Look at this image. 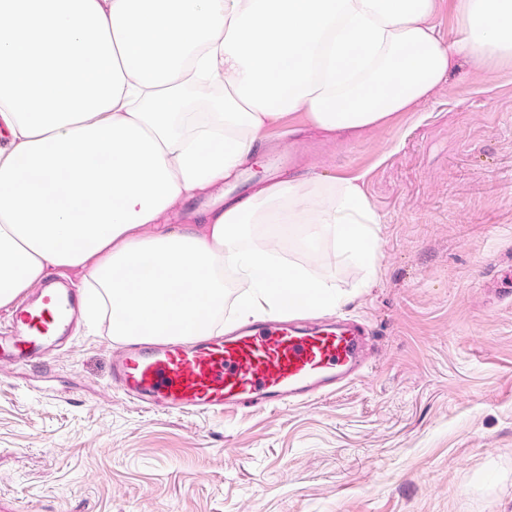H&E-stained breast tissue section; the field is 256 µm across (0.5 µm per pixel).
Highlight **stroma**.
<instances>
[{"mask_svg":"<svg viewBox=\"0 0 512 512\" xmlns=\"http://www.w3.org/2000/svg\"><path fill=\"white\" fill-rule=\"evenodd\" d=\"M298 139H291V132ZM263 162L178 202V229L288 172L358 177L381 218L374 284L332 256L272 245L332 275L369 366L276 409L149 411L118 391L107 319L39 365L0 361V512H512V68L460 63L417 112L362 140L305 114Z\"/></svg>","mask_w":512,"mask_h":512,"instance_id":"stroma-1","label":"stroma"}]
</instances>
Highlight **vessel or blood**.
Instances as JSON below:
<instances>
[{
  "mask_svg": "<svg viewBox=\"0 0 512 512\" xmlns=\"http://www.w3.org/2000/svg\"><path fill=\"white\" fill-rule=\"evenodd\" d=\"M79 308L63 282L45 283L0 332V359L38 363L64 337ZM365 329L343 318L306 322L288 315L192 343L132 344L112 360V381L149 410L217 414L278 407L333 393L367 366Z\"/></svg>",
  "mask_w": 512,
  "mask_h": 512,
  "instance_id": "b4317fda",
  "label": "vessel or blood"
}]
</instances>
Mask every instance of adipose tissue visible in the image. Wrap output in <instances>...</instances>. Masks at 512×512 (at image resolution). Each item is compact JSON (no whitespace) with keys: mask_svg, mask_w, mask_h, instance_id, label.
I'll list each match as a JSON object with an SVG mask.
<instances>
[{"mask_svg":"<svg viewBox=\"0 0 512 512\" xmlns=\"http://www.w3.org/2000/svg\"><path fill=\"white\" fill-rule=\"evenodd\" d=\"M0 0V308L82 270L116 336L217 328L224 279L263 320L340 303L328 279L250 242L301 234L375 278L380 218L352 179L288 178L171 231L179 200L238 178L293 112L360 134L413 112L456 60L512 66V0Z\"/></svg>","mask_w":512,"mask_h":512,"instance_id":"1","label":"adipose tissue"}]
</instances>
